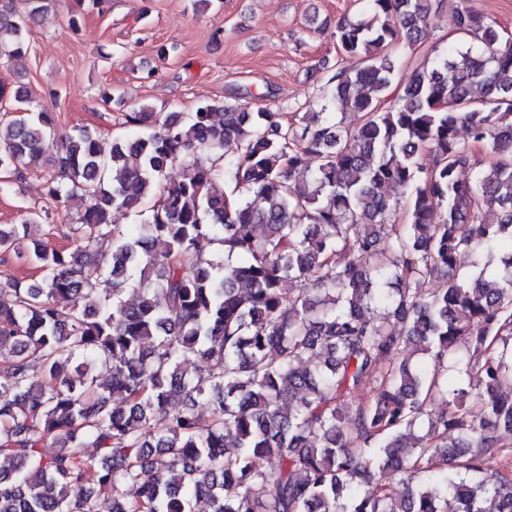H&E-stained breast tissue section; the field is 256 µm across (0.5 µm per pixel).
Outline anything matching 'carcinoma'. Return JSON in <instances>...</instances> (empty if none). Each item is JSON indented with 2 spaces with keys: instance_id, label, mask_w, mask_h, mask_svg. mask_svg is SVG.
Instances as JSON below:
<instances>
[{
  "instance_id": "obj_1",
  "label": "carcinoma",
  "mask_w": 512,
  "mask_h": 512,
  "mask_svg": "<svg viewBox=\"0 0 512 512\" xmlns=\"http://www.w3.org/2000/svg\"><path fill=\"white\" fill-rule=\"evenodd\" d=\"M364 2L333 34L357 67L291 120L144 107L106 156L0 86V171L55 147L49 198L90 199L72 252L0 225L40 271L0 282V512H512V39L473 0ZM447 2L454 41L383 99ZM52 4L0 11V64Z\"/></svg>"
}]
</instances>
